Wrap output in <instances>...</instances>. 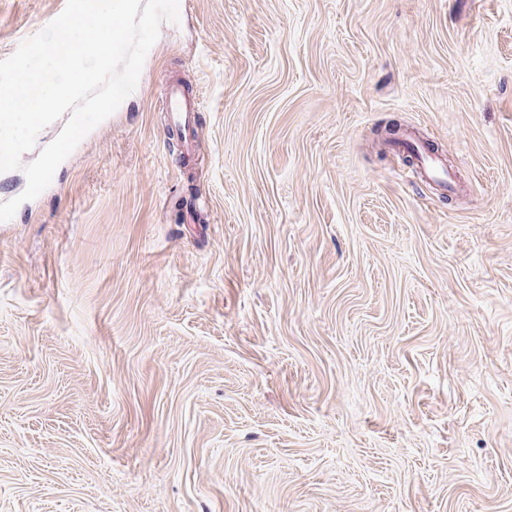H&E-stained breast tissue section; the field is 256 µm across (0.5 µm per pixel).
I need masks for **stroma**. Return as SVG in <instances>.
I'll return each mask as SVG.
<instances>
[{
  "label": "stroma",
  "mask_w": 512,
  "mask_h": 512,
  "mask_svg": "<svg viewBox=\"0 0 512 512\" xmlns=\"http://www.w3.org/2000/svg\"><path fill=\"white\" fill-rule=\"evenodd\" d=\"M0 512H512V0H180L0 222ZM197 103L178 86H171L167 93V108L175 126L188 139L194 134L192 113ZM405 147L418 156L419 172L423 178L435 182L445 191L451 192L454 190L457 183L455 174L444 168L428 151L423 142H411Z\"/></svg>",
  "instance_id": "1"
}]
</instances>
